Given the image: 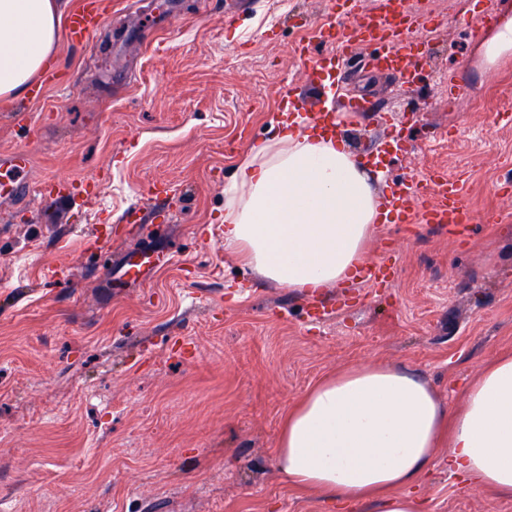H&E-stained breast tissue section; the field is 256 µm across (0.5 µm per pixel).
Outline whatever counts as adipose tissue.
Returning a JSON list of instances; mask_svg holds the SVG:
<instances>
[{"label":"adipose tissue","instance_id":"ef3b65f1","mask_svg":"<svg viewBox=\"0 0 512 512\" xmlns=\"http://www.w3.org/2000/svg\"><path fill=\"white\" fill-rule=\"evenodd\" d=\"M59 0H0V97H24L54 56ZM378 194L352 154L285 114L224 188V248L253 275L302 292L351 278L379 233ZM469 489L512 501V354L489 360L442 405L417 373L349 366L327 375L283 418L275 465L297 492L352 512H418L414 493L440 444Z\"/></svg>","mask_w":512,"mask_h":512}]
</instances>
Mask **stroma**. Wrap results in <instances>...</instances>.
Returning a JSON list of instances; mask_svg holds the SVG:
<instances>
[{"mask_svg": "<svg viewBox=\"0 0 512 512\" xmlns=\"http://www.w3.org/2000/svg\"><path fill=\"white\" fill-rule=\"evenodd\" d=\"M435 12L416 38L437 57L414 89L362 67L348 78L387 110L349 120L356 154L398 132L409 152L381 181L441 168L466 173L474 209L502 220L455 240L430 224L382 225L372 261L388 283L344 287L345 304L310 317L302 292L257 280L214 232L224 183L285 85L303 83L297 45L326 0H103L85 45L59 40L56 83L0 114V152L25 148L44 201L0 200V512H328L274 469L288 409L327 373L391 363L449 406L495 354L512 351V125L487 87L512 74V0H410ZM467 64L476 97L448 103L444 79ZM411 101L413 112L391 106ZM156 180L164 211L127 224ZM170 262L111 287L119 256ZM424 512H512L470 492L440 448Z\"/></svg>", "mask_w": 512, "mask_h": 512, "instance_id": "1", "label": "stroma"}]
</instances>
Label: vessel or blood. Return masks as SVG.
I'll list each match as a JSON object with an SVG mask.
<instances>
[{
  "label": "vessel or blood",
  "instance_id": "b4317fda",
  "mask_svg": "<svg viewBox=\"0 0 512 512\" xmlns=\"http://www.w3.org/2000/svg\"><path fill=\"white\" fill-rule=\"evenodd\" d=\"M102 0H81L67 16L65 37L71 43L88 42L103 18ZM421 14L415 13L408 0H377L367 12L357 5L340 9L337 0H329L326 13L313 20L308 37L300 46V57L309 81L329 78L344 85L349 64L364 60L372 70L396 75L403 83L415 84L417 75L432 64L429 48L415 39L423 27ZM369 101L352 96L344 112H312L308 122L324 138L335 140L345 115L370 112ZM30 155L17 148L0 153V198L27 199L42 195L41 186L29 177ZM381 217L387 224H432L451 236L468 233L475 224H494L497 213L477 212L465 189L464 177L451 178L438 169L425 176H409L397 181L380 198ZM167 261L165 254H144L124 259L110 273L113 281L145 278Z\"/></svg>",
  "mask_w": 512,
  "mask_h": 512
}]
</instances>
